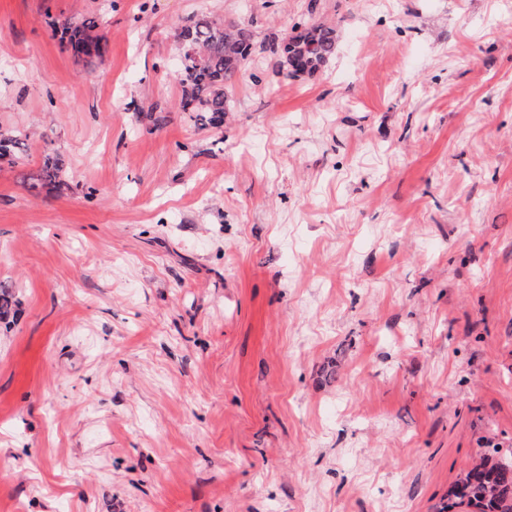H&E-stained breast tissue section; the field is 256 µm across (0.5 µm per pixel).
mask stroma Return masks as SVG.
Returning a JSON list of instances; mask_svg holds the SVG:
<instances>
[{
  "mask_svg": "<svg viewBox=\"0 0 512 512\" xmlns=\"http://www.w3.org/2000/svg\"><path fill=\"white\" fill-rule=\"evenodd\" d=\"M197 12L336 55L204 128ZM0 127V512H438L512 454V0H0ZM60 43L79 59L101 58L105 52L104 36L94 17L74 16L61 24L54 23ZM25 143L21 134L14 130H0V159H21L25 154ZM63 168L64 163L61 157L57 153L47 152L43 157L42 166L36 179L37 182L32 184V188L60 187L63 184L61 180Z\"/></svg>",
  "mask_w": 512,
  "mask_h": 512,
  "instance_id": "stroma-1",
  "label": "stroma"
}]
</instances>
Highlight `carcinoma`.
I'll list each match as a JSON object with an SVG mask.
<instances>
[{"instance_id": "cac0c4a2", "label": "carcinoma", "mask_w": 512, "mask_h": 512, "mask_svg": "<svg viewBox=\"0 0 512 512\" xmlns=\"http://www.w3.org/2000/svg\"><path fill=\"white\" fill-rule=\"evenodd\" d=\"M60 43L80 59L100 58L105 52L104 36L95 18L74 16L54 24ZM180 43L179 82L182 94L179 108L191 113L202 126L219 125L224 113L230 111L227 89L237 81L243 67L256 50L252 26L241 21H218L206 13L194 14L178 26ZM280 57L288 74H295L293 64L301 73L312 74L322 69L336 55L335 27L309 22L289 38L277 34L262 44ZM25 154L21 134L0 130V159H20ZM64 163L61 157L48 152L37 182L32 188L61 186ZM17 300L7 290H0V320L15 313ZM466 506L475 512H512V458H503L492 451L472 466L448 491L446 512Z\"/></svg>"}]
</instances>
